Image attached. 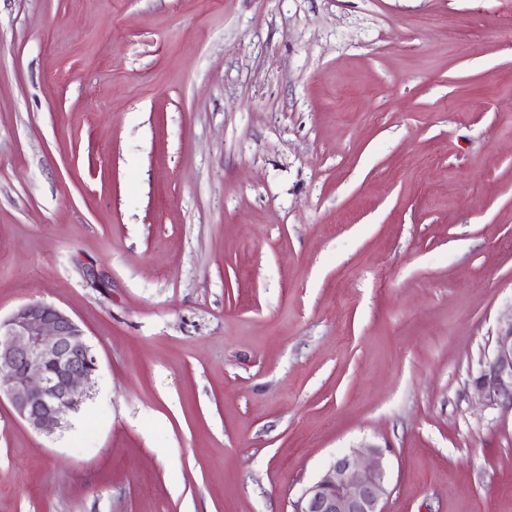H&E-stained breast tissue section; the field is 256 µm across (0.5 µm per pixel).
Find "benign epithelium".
Here are the masks:
<instances>
[{"mask_svg":"<svg viewBox=\"0 0 512 512\" xmlns=\"http://www.w3.org/2000/svg\"><path fill=\"white\" fill-rule=\"evenodd\" d=\"M98 362L81 326L65 311L30 302L0 319V400L35 433H52L92 388ZM472 384L481 405L512 412V309ZM390 476L385 450L364 444L340 454L307 485L294 512H385Z\"/></svg>","mask_w":512,"mask_h":512,"instance_id":"obj_1","label":"benign epithelium"}]
</instances>
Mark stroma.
<instances>
[{"instance_id": "stroma-1", "label": "stroma", "mask_w": 512, "mask_h": 512, "mask_svg": "<svg viewBox=\"0 0 512 512\" xmlns=\"http://www.w3.org/2000/svg\"><path fill=\"white\" fill-rule=\"evenodd\" d=\"M103 277L93 287L85 267ZM98 361L0 403V512H512L469 382L512 307V0H0V317ZM98 362L65 311L30 302L0 318V400L35 433H52L92 388ZM335 456L318 480L307 485L294 512H385L390 481L385 450L364 444Z\"/></svg>"}]
</instances>
